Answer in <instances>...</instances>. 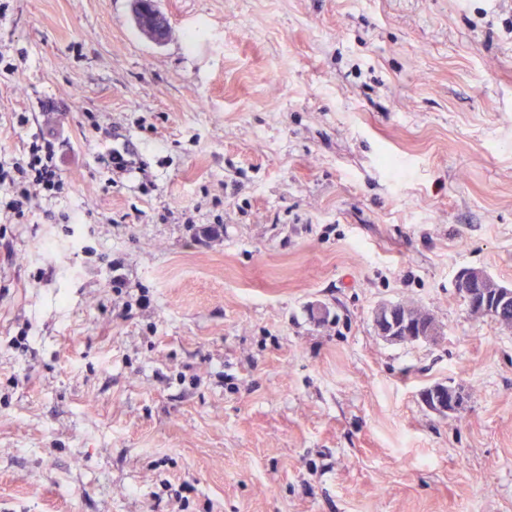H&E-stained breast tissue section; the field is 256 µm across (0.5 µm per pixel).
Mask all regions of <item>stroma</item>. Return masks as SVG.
I'll return each instance as SVG.
<instances>
[{"label": "stroma", "mask_w": 512, "mask_h": 512, "mask_svg": "<svg viewBox=\"0 0 512 512\" xmlns=\"http://www.w3.org/2000/svg\"><path fill=\"white\" fill-rule=\"evenodd\" d=\"M159 7L0 0V512H512V0ZM54 138L39 136L32 143L26 164L14 162L11 169L0 162V187L7 185L12 197L3 205L8 212L18 214L24 202H29L33 193L29 186H38L39 194L52 198L65 189V181L56 161ZM12 172L20 176L16 178ZM455 287L466 301L468 313L472 318H490L503 329L512 330L511 287L503 286L480 268L461 270L457 275ZM392 304L404 305L416 313L422 309L412 303H384L374 312L373 323L375 330L383 340L390 343L410 344L415 342H431L440 335V329L428 314L420 320L411 319L403 311L399 312ZM420 399L431 412L449 418L465 406L466 395L460 387L448 382L434 383L420 392Z\"/></svg>", "instance_id": "obj_1"}]
</instances>
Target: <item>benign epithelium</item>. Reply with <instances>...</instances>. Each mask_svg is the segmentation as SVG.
<instances>
[{
	"instance_id": "7a95c632",
	"label": "benign epithelium",
	"mask_w": 512,
	"mask_h": 512,
	"mask_svg": "<svg viewBox=\"0 0 512 512\" xmlns=\"http://www.w3.org/2000/svg\"><path fill=\"white\" fill-rule=\"evenodd\" d=\"M455 287L466 301L472 318H490L503 329L512 330L511 288L503 286L480 268L461 270ZM373 323L378 336L390 343L431 342L440 335V329L431 316L414 320L388 303L375 310ZM420 399L427 409L443 418L459 413L466 403V395L461 388L446 382L424 388Z\"/></svg>"
}]
</instances>
